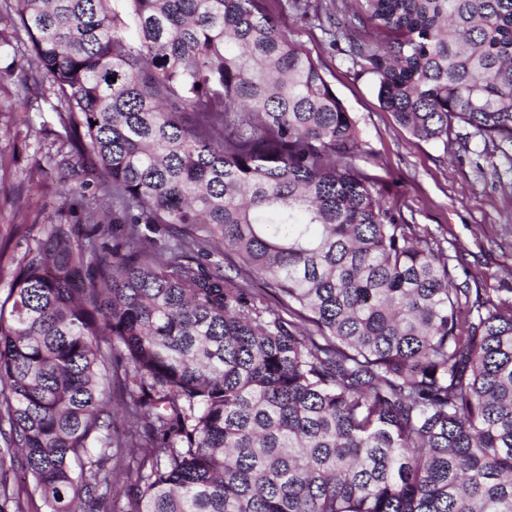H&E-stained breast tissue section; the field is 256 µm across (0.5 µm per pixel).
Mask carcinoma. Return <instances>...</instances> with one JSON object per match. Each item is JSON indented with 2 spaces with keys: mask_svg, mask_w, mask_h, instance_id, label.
I'll list each match as a JSON object with an SVG mask.
<instances>
[{
  "mask_svg": "<svg viewBox=\"0 0 512 512\" xmlns=\"http://www.w3.org/2000/svg\"><path fill=\"white\" fill-rule=\"evenodd\" d=\"M3 2L0 56L22 31L36 60L23 107L49 82L57 165L101 189L86 238L50 225L0 299L3 454L46 512H512V304L450 287L266 0ZM359 22L346 60L401 126L512 165V0ZM114 348L144 420L121 440ZM123 448L139 483L103 494Z\"/></svg>",
  "mask_w": 512,
  "mask_h": 512,
  "instance_id": "cac0c4a2",
  "label": "carcinoma"
}]
</instances>
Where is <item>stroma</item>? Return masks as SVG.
I'll use <instances>...</instances> for the list:
<instances>
[{
    "label": "stroma",
    "mask_w": 512,
    "mask_h": 512,
    "mask_svg": "<svg viewBox=\"0 0 512 512\" xmlns=\"http://www.w3.org/2000/svg\"><path fill=\"white\" fill-rule=\"evenodd\" d=\"M359 0H309L307 12L285 10L279 18L325 72L336 96L357 121L363 151L355 166L380 197L421 236L447 248L457 286L497 302H512V174L500 152L469 139L466 146L420 141L385 112L370 76L344 60L346 41L329 45L321 26L328 19L349 25ZM0 70V298L10 289L18 264L51 224L85 225V206L95 186L75 188L52 158L59 146L55 98L36 110L18 107L32 94L35 65L26 40Z\"/></svg>",
    "instance_id": "35a3bbf8"
}]
</instances>
